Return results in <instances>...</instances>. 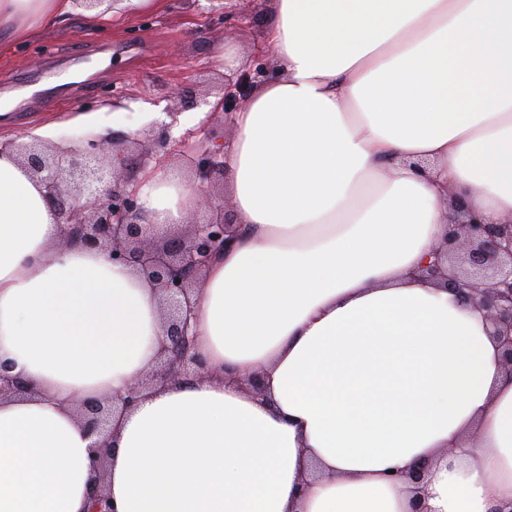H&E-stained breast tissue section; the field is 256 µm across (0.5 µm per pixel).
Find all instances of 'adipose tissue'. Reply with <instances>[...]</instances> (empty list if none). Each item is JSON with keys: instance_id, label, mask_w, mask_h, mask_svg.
I'll return each mask as SVG.
<instances>
[{"instance_id": "1", "label": "adipose tissue", "mask_w": 512, "mask_h": 512, "mask_svg": "<svg viewBox=\"0 0 512 512\" xmlns=\"http://www.w3.org/2000/svg\"><path fill=\"white\" fill-rule=\"evenodd\" d=\"M72 0H0L25 40ZM280 78L234 115L224 157L245 228L194 297L216 375L114 421L120 512H410L393 469L431 467L427 512L512 504V378L481 311L418 279L448 191L512 217V0H273ZM429 160L428 173L412 163ZM195 197L153 177L152 234ZM42 189L0 156V512H85L92 441L75 401L155 368L160 297L133 268L61 246ZM264 371L266 394L246 391ZM9 366L0 362V400L29 392L28 384L19 377L10 375Z\"/></svg>"}]
</instances>
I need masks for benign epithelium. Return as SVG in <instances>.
Returning a JSON list of instances; mask_svg holds the SVG:
<instances>
[{
	"label": "benign epithelium",
	"mask_w": 512,
	"mask_h": 512,
	"mask_svg": "<svg viewBox=\"0 0 512 512\" xmlns=\"http://www.w3.org/2000/svg\"><path fill=\"white\" fill-rule=\"evenodd\" d=\"M75 6L101 15L112 9V0H75ZM262 70L253 69L227 80L211 114L229 117L247 97ZM192 131L176 138L163 127L135 156L106 137H93L67 147L23 139L0 143V154L10 150L36 178L43 196L61 224L64 244H80L97 250L114 262L141 273L159 292L164 309L166 342L159 353L158 368L125 391L103 399H84L77 412L91 448L93 482L88 512H117L106 489L107 446L110 422L115 413L137 405L144 392L157 385L210 377L196 348L193 330V294L202 274L216 255L230 248L238 234L233 216L226 214L224 199L211 193L216 178L224 175V144H215L191 157V188L199 206L216 213L208 222L190 221L183 236L160 244L149 240L150 220L139 204L143 178L161 172L176 152L191 148ZM452 215L438 246L429 253L420 275L453 293L463 304L483 311L487 328L498 344L500 361L512 376V219L487 224L471 211L466 201L450 195ZM29 392L28 384L10 375L0 362V399ZM428 465L395 471L392 477L421 486Z\"/></svg>",
	"instance_id": "benign-epithelium-1"
}]
</instances>
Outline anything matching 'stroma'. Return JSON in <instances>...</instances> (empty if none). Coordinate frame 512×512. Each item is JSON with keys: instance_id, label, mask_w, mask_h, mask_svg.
Wrapping results in <instances>:
<instances>
[{"instance_id": "obj_1", "label": "stroma", "mask_w": 512, "mask_h": 512, "mask_svg": "<svg viewBox=\"0 0 512 512\" xmlns=\"http://www.w3.org/2000/svg\"><path fill=\"white\" fill-rule=\"evenodd\" d=\"M268 22L267 0H235L222 15L209 0H159L151 11L116 9L92 22L76 9L50 34L1 41L0 87L13 105L0 114V142L36 137L46 126L55 146L96 134L144 144L165 123L176 136L198 130L224 89L216 49L278 78L276 63L259 50ZM56 86L65 94L55 106L35 108L31 92ZM107 101L123 108L120 125L103 111Z\"/></svg>"}]
</instances>
